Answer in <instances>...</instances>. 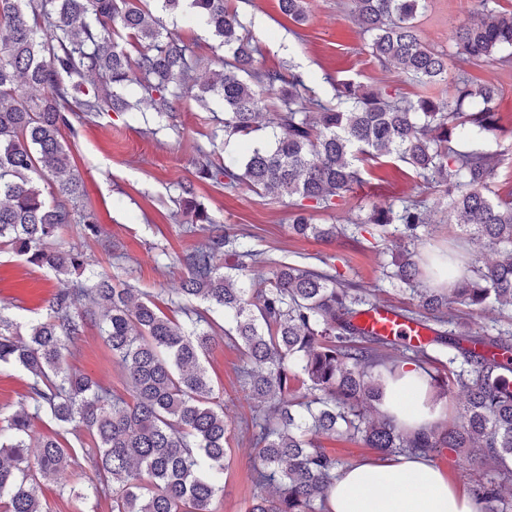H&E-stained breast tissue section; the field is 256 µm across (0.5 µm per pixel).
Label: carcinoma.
I'll return each instance as SVG.
<instances>
[{
  "mask_svg": "<svg viewBox=\"0 0 512 512\" xmlns=\"http://www.w3.org/2000/svg\"><path fill=\"white\" fill-rule=\"evenodd\" d=\"M155 8H150V2ZM425 0H352V16L369 36L371 55L420 85L447 79L449 61L492 62L512 49V12L479 0L480 19L455 30L453 52L421 41L415 20ZM294 24L307 21L305 0H279ZM205 18L224 54L200 82L199 60L155 11ZM336 104L311 94L299 73L283 74L261 52L238 11L225 0H0V250L27 256L58 280L46 316L21 332L0 316V361L31 376L34 405L0 418V512H43L39 479L65 477L76 451L55 435L33 436L44 417L63 429L84 428L94 446L82 449L97 483L72 486L77 505L107 494L112 512H220L232 443L254 455L247 512H325L332 479L344 465L322 440L343 438L383 455L410 449L428 457L450 449L493 476L475 493L477 512H512V335L473 329L452 312L512 310V198L494 190L495 155L485 137L502 128L498 89L458 76L452 97L409 99L388 86L327 77ZM136 86L138 103L177 127L176 103L210 99L224 106V135L249 141L272 128L273 146L247 148L238 165L218 164L196 147L195 177L245 187L295 205L291 229L333 237L339 224H315L312 211L333 209L364 183L358 162L395 156L450 200L448 222L495 255L474 260L471 274L446 291L420 281L418 229L432 223L423 202L375 206L361 220L388 233L395 224L403 250L391 277L416 301L433 337L418 345L366 336L356 318L372 305L370 290L336 268L276 261L247 241L250 234L218 223L197 200L192 182L179 184L178 204L201 241L175 256L185 270L169 302L185 324L161 313L151 295L108 272L85 276L86 255L56 245L63 231L98 221L78 209L82 182L62 130L82 114L118 111L119 91ZM50 182L52 191L36 178ZM270 276L249 277L257 264ZM200 300L224 313L218 324ZM125 374L129 398L116 396L70 367L67 356L89 320ZM448 372H433L430 350L446 344ZM225 340L241 356L240 387L257 401L236 435L204 361ZM428 380L432 402L460 397L453 416L409 436L377 408L384 383L403 362ZM36 452H31V448Z\"/></svg>",
  "mask_w": 512,
  "mask_h": 512,
  "instance_id": "obj_1",
  "label": "carcinoma"
}]
</instances>
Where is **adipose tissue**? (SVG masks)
Segmentation results:
<instances>
[{
	"label": "adipose tissue",
	"mask_w": 512,
	"mask_h": 512,
	"mask_svg": "<svg viewBox=\"0 0 512 512\" xmlns=\"http://www.w3.org/2000/svg\"><path fill=\"white\" fill-rule=\"evenodd\" d=\"M414 363H402L388 381L380 406L396 426L414 432L437 422L439 406ZM330 512H476L473 495L451 482L421 453L364 459L339 471L330 490Z\"/></svg>",
	"instance_id": "obj_1"
}]
</instances>
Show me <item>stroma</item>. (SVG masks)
Instances as JSON below:
<instances>
[{
    "label": "stroma",
    "instance_id": "1",
    "mask_svg": "<svg viewBox=\"0 0 512 512\" xmlns=\"http://www.w3.org/2000/svg\"><path fill=\"white\" fill-rule=\"evenodd\" d=\"M228 5L238 10L260 44L267 66L303 73L316 95L326 101L333 97L331 86L324 80L328 73L368 86L398 83L411 99L419 95L448 98L454 79L461 74L476 83H495L501 91L503 122L500 131L487 136L485 147L493 150L512 142V60L453 66L447 81L438 84L403 83L371 56L366 36L351 19V0H306L308 19L300 27L282 14L278 0H228ZM477 9L478 0H426V8L416 20L417 33L429 46L451 51L452 33L474 21ZM179 115L181 126L176 131L156 113L144 109L104 112L76 123L74 131H63L62 138L72 151L84 186L83 201L98 219L99 234L83 239L75 225L60 244L83 247L90 270L127 274L133 286L164 303L165 314L182 323L185 315L166 304L184 278L183 270L172 264L171 258L202 240L205 232L202 225L189 223L176 205L178 184L194 176L196 146L216 142L214 158L220 163L239 160L241 149L236 139L224 137V114L218 104L205 108L184 100ZM367 168L365 185L349 193L345 204L315 212V223L347 227L345 234L328 240L296 236L290 228L292 210L287 204L246 189L229 192L223 186L202 183L198 197L217 221L250 233L255 249L290 263L303 257L313 267L325 262L335 265L346 279L373 289L377 299L409 310L413 307L409 293L383 273L384 264L391 261L386 242L352 227V220L365 217L375 204L393 203L400 197L421 199L434 219L420 231L421 254L449 249L467 257L475 246L468 235L449 223L447 197L423 184L406 163L392 159L368 163ZM163 251L168 254L164 260L159 257ZM55 286L56 278L48 269L15 253L0 252V314L14 324L23 327L44 317ZM68 361L113 393L125 394L126 387L95 323H88ZM239 364V352L224 341L213 346L205 361L232 415L247 417L253 403L239 387ZM29 384L27 371L0 363V413L31 408ZM252 465L247 447L233 449L230 466L224 471L222 512H246Z\"/></svg>",
    "mask_w": 512,
    "mask_h": 512
}]
</instances>
